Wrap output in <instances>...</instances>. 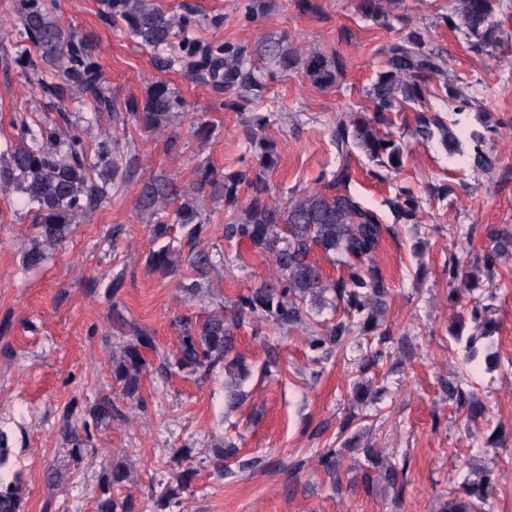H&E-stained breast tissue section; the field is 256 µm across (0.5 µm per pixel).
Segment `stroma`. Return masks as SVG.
<instances>
[{
	"instance_id": "stroma-1",
	"label": "stroma",
	"mask_w": 512,
	"mask_h": 512,
	"mask_svg": "<svg viewBox=\"0 0 512 512\" xmlns=\"http://www.w3.org/2000/svg\"><path fill=\"white\" fill-rule=\"evenodd\" d=\"M65 28L89 38L98 78L112 110L72 88L52 93L39 75L9 63L17 49L15 0H0V148L14 139L13 121L26 116L37 131L66 133L79 124L87 145L112 134L122 157L123 193L80 217L67 243L29 268L23 255L37 229L18 194L0 193V487L18 488V512H95L100 480L115 464L129 467L132 484L115 498L130 499L132 512H152L155 497L175 484L182 470L195 476L173 512H440L462 480L480 481L494 469L487 490L491 512H512V258L494 276H480L451 300L448 266L474 268L488 243L487 224L512 228V48L478 54L463 34L442 21L450 0H398L395 14L423 29L428 47L448 60V74L466 84L477 105L455 115V101L430 83L423 105L404 104L393 113V136L410 154L400 171L378 169L362 152L350 163L352 191L369 207L387 213V198L411 191L420 221L386 236L375 261L389 285L385 323L389 356L378 370L363 372L366 341L353 337L342 349L312 352L303 331L279 332L247 325L237 351L251 370L244 403L228 407L224 368L189 373L174 366L183 317L201 322L218 305L259 287L274 273L271 258L224 237L236 212L225 209L211 188H198L199 168L231 174L252 163L246 123L265 114L263 133L273 140L278 163L269 172L268 198L288 203L316 187L339 161L331 133L337 114L370 112L368 90L384 69L385 50L398 30L367 18L358 0H317L318 13H304L297 0H271L251 17L247 0H155L169 15H190L196 24L184 38L200 49L250 46L266 35H287L293 46L340 54L346 71L334 86L319 89L299 74L265 76L263 88L227 89L207 75L171 69L165 54L135 44L113 24L101 0H45ZM167 82L186 103L165 128L147 131L126 110L143 101L148 87ZM459 120L466 135L448 156L438 141L412 134L418 108ZM497 157L493 171L477 174L466 164L475 142ZM169 180L196 191L209 230L214 266L207 292L184 298L180 283L191 276L178 261L168 277L149 273L145 260L159 242L157 221L140 206L144 188ZM452 188L439 198L432 186ZM492 297L496 333L481 340L498 365H464L453 335L477 327L468 308ZM138 323L154 338L145 350L148 373L138 396L120 398L112 379V350L120 321ZM277 358L280 372L262 371ZM459 383L489 408L487 420L471 424L450 400L448 383ZM117 400L124 420L95 423L90 407ZM347 431L339 425L348 413ZM498 431L500 442L486 439ZM235 440L239 465L224 471L212 454L221 437ZM341 448L336 473L319 466L324 448ZM395 462L397 486L376 479L378 469H360L364 448ZM190 449L189 458L176 456ZM62 479L51 482L49 471ZM375 477L365 487L363 475Z\"/></svg>"
}]
</instances>
